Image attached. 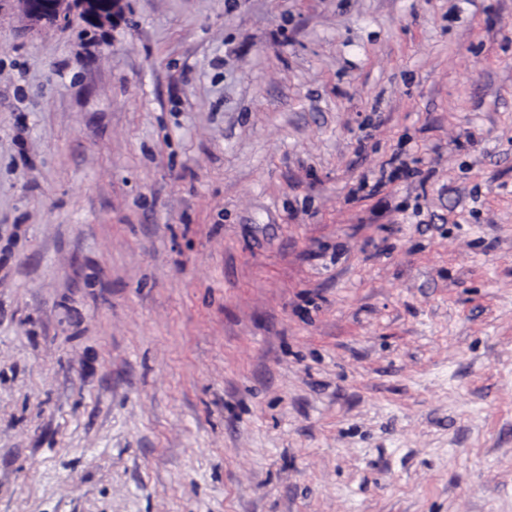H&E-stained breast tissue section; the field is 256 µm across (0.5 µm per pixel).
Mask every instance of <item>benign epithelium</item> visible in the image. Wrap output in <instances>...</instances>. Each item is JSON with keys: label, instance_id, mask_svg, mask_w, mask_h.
<instances>
[{"label": "benign epithelium", "instance_id": "benign-epithelium-1", "mask_svg": "<svg viewBox=\"0 0 512 512\" xmlns=\"http://www.w3.org/2000/svg\"><path fill=\"white\" fill-rule=\"evenodd\" d=\"M25 19L32 28H45L65 17L74 16L85 24L101 29L111 27L123 18L121 0H20Z\"/></svg>", "mask_w": 512, "mask_h": 512}]
</instances>
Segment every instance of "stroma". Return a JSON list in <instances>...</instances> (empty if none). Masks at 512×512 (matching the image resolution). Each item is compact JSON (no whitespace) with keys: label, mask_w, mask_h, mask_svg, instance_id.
<instances>
[{"label":"stroma","mask_w":512,"mask_h":512,"mask_svg":"<svg viewBox=\"0 0 512 512\" xmlns=\"http://www.w3.org/2000/svg\"><path fill=\"white\" fill-rule=\"evenodd\" d=\"M0 0V512H512V0ZM25 19L32 28L52 26L71 15L84 24L100 29L111 27L123 18L121 0H19ZM112 1V4L104 2Z\"/></svg>","instance_id":"obj_1"}]
</instances>
